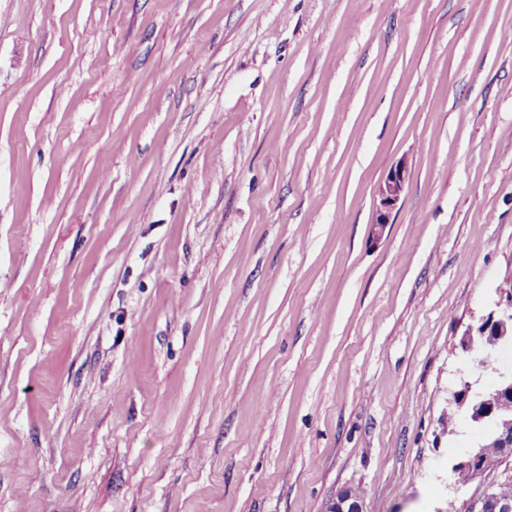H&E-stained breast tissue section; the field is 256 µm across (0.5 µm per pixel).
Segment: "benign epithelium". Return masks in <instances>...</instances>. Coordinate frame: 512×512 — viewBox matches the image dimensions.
<instances>
[{
    "label": "benign epithelium",
    "mask_w": 512,
    "mask_h": 512,
    "mask_svg": "<svg viewBox=\"0 0 512 512\" xmlns=\"http://www.w3.org/2000/svg\"><path fill=\"white\" fill-rule=\"evenodd\" d=\"M408 179L407 166L403 162L395 164L384 181L379 185L375 218L371 224V235L380 239L390 217L405 191ZM478 343L481 349L475 348L474 338L468 334L461 348L471 369L481 371L494 364L498 347L512 341V290L506 295V308L499 313H490L478 328ZM506 399H512V373H498L496 384L483 392L472 391L471 384L462 381L461 389L454 393V405L457 410L464 412L469 424L481 428L487 421L512 423V415L502 411L500 404ZM493 441L500 448L499 456L492 457L486 453L487 441ZM512 458V431L497 430L484 438L477 447L465 452L453 468V475L461 472L468 474V481H473L488 467L498 461ZM326 512H364L362 497L352 489H346L330 501ZM468 512H512V498L501 497L497 488L493 487L481 497L474 500Z\"/></svg>",
    "instance_id": "obj_1"
}]
</instances>
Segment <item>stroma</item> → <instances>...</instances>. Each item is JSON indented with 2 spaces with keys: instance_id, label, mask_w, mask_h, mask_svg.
<instances>
[{
  "instance_id": "stroma-1",
  "label": "stroma",
  "mask_w": 512,
  "mask_h": 512,
  "mask_svg": "<svg viewBox=\"0 0 512 512\" xmlns=\"http://www.w3.org/2000/svg\"><path fill=\"white\" fill-rule=\"evenodd\" d=\"M512 0H0V512H467L512 286ZM406 189L380 239L377 190ZM408 179L407 166L405 162L395 164L384 181L379 185L377 196L375 218L371 224V235L373 239H380L388 224L390 217L405 191ZM506 308L497 315L491 312L478 328L480 336L479 343L481 349L475 348L473 335H466L461 348L465 353L466 359L470 362V367L475 371H482L484 368L494 364L495 355L498 347L508 342H512V290L511 286L506 295ZM326 512H364L362 497L353 489H346L330 501Z\"/></svg>"
}]
</instances>
